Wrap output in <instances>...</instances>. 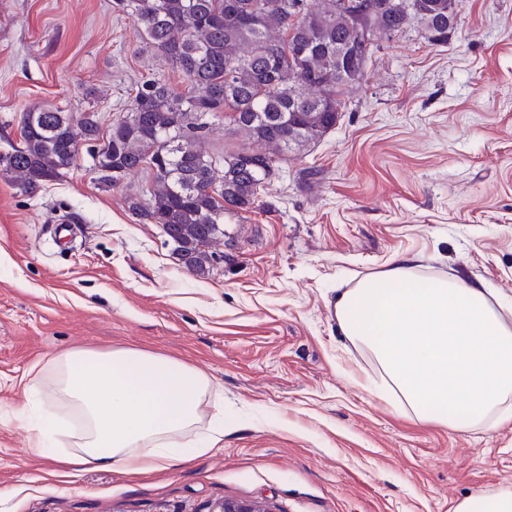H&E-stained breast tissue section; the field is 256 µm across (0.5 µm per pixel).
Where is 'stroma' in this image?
<instances>
[{
  "mask_svg": "<svg viewBox=\"0 0 512 512\" xmlns=\"http://www.w3.org/2000/svg\"><path fill=\"white\" fill-rule=\"evenodd\" d=\"M458 3L447 42L375 47L335 129L227 222L208 276L127 210L147 172L101 186L82 150L33 196L0 177V512H449L512 489V418L459 432L398 411L335 316L339 294L403 255L512 303V0ZM151 78L188 89L116 0H0V151L34 107L110 128ZM66 221L69 244L51 230ZM120 347L206 374L199 428L223 420V447L144 474L63 466L56 444L30 453L16 411L74 418L41 402L53 359Z\"/></svg>",
  "mask_w": 512,
  "mask_h": 512,
  "instance_id": "stroma-1",
  "label": "stroma"
}]
</instances>
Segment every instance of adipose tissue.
Wrapping results in <instances>:
<instances>
[{"mask_svg": "<svg viewBox=\"0 0 512 512\" xmlns=\"http://www.w3.org/2000/svg\"><path fill=\"white\" fill-rule=\"evenodd\" d=\"M402 256L384 273L339 295L338 328L375 356L381 386L401 410L466 431L507 419L512 399V324L482 283L426 276ZM210 379L165 356L133 349L72 350L53 361L48 394L70 406L68 466L155 470L224 440L199 435Z\"/></svg>", "mask_w": 512, "mask_h": 512, "instance_id": "1", "label": "adipose tissue"}]
</instances>
